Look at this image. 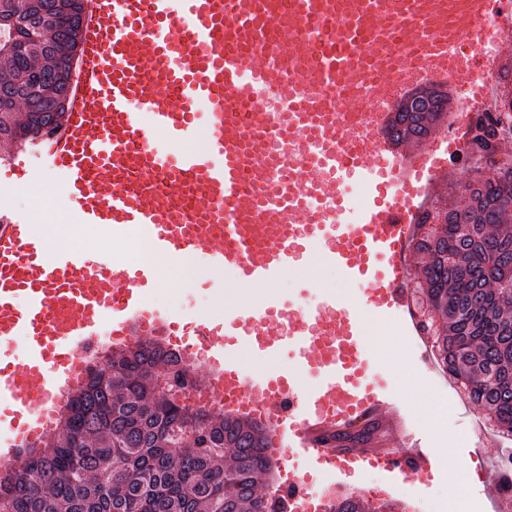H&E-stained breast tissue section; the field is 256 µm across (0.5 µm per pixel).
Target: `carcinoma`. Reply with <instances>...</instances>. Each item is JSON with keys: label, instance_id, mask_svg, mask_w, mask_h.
Listing matches in <instances>:
<instances>
[{"label": "carcinoma", "instance_id": "cac0c4a2", "mask_svg": "<svg viewBox=\"0 0 512 512\" xmlns=\"http://www.w3.org/2000/svg\"><path fill=\"white\" fill-rule=\"evenodd\" d=\"M78 44L76 31L59 36L43 0H0V81L29 104L18 123L0 96V140L25 145L58 124L63 113L36 104L57 97L60 85L46 75L72 69ZM447 104L441 91L429 112L398 104L391 141H422ZM507 137L511 112L474 124L466 160L492 175L468 185L435 229L426 216L413 245L429 258L417 289L433 314L423 330L433 331L439 364L512 436V162L496 159ZM192 378L158 341L112 354L69 396L58 435L0 469V512H272L256 492L272 468L266 430L189 404ZM329 512L378 510L352 495Z\"/></svg>", "mask_w": 512, "mask_h": 512}]
</instances>
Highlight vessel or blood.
Here are the masks:
<instances>
[{
	"label": "vessel or blood",
	"mask_w": 512,
	"mask_h": 512,
	"mask_svg": "<svg viewBox=\"0 0 512 512\" xmlns=\"http://www.w3.org/2000/svg\"><path fill=\"white\" fill-rule=\"evenodd\" d=\"M509 14L512 0H86L66 118L39 143L75 219L250 285L271 289L315 258L362 285L354 301L326 293L307 309L270 293L192 320L182 352L202 363L204 388L225 412L265 424L281 460L308 461L280 482L279 512H323L314 485L329 479L341 495L369 466L395 484L432 471V451L369 377L363 317L421 335L410 247L431 186L489 105L487 86L458 105L442 148L398 154L387 126L395 97L496 73L471 44L499 43ZM311 28L330 33L323 48ZM357 83L364 95L351 94ZM201 133L204 147L186 149ZM351 181L370 205L358 222L330 223ZM153 286L112 248L55 250L29 215L0 213L1 464L40 446L106 347L175 335L179 321L143 304ZM16 341L19 360L7 352ZM285 349L292 366L256 379L237 362ZM303 372L311 388L299 387ZM380 419L389 439L351 447L349 435Z\"/></svg>",
	"instance_id": "1"
}]
</instances>
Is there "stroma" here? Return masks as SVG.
Wrapping results in <instances>:
<instances>
[{"mask_svg": "<svg viewBox=\"0 0 512 512\" xmlns=\"http://www.w3.org/2000/svg\"><path fill=\"white\" fill-rule=\"evenodd\" d=\"M39 171L47 177L46 186H18L12 179H0V199H8L13 210L33 213L34 224L45 228L65 221L71 234L54 237L53 247L60 249L95 250L114 246L117 254L127 255L129 242H112L108 234L93 227L77 223L68 209L60 205L63 196L61 180L47 165ZM143 265L151 268L157 285L146 296L153 310L170 315L182 311L213 319L223 318V306L249 307L259 304L266 290L255 286L238 297L209 287V278L182 268L177 258L158 263L154 255H147ZM327 290L335 291L347 299L360 293L359 284L345 280L336 270L322 266L312 270L297 269L274 288L282 300H301L304 307H312ZM371 334L370 356L374 372L387 384L401 401L410 419V426L421 435L435 454L431 475L420 484L388 486L385 473L368 468L355 479L356 488L369 504L390 505L394 512H445L454 498L458 483H465L471 512H496L494 501L485 493L482 483L483 466L493 463L500 453L501 443L492 434L480 436L472 428V419L484 416V409L472 401H459L458 387L448 373L439 366H425L418 360L422 351H431L432 343L426 336L409 340L395 322L367 319ZM481 449V458H469L472 449ZM467 462L469 476H461L458 466Z\"/></svg>", "mask_w": 512, "mask_h": 512, "instance_id": "35a3bbf8", "label": "stroma"}]
</instances>
